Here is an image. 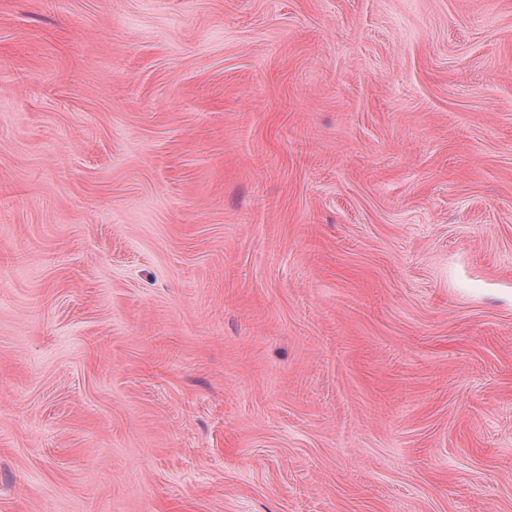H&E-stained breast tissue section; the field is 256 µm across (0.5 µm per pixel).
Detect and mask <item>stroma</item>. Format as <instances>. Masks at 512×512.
<instances>
[{
    "instance_id": "1",
    "label": "stroma",
    "mask_w": 512,
    "mask_h": 512,
    "mask_svg": "<svg viewBox=\"0 0 512 512\" xmlns=\"http://www.w3.org/2000/svg\"><path fill=\"white\" fill-rule=\"evenodd\" d=\"M0 512H512V0H0Z\"/></svg>"
}]
</instances>
